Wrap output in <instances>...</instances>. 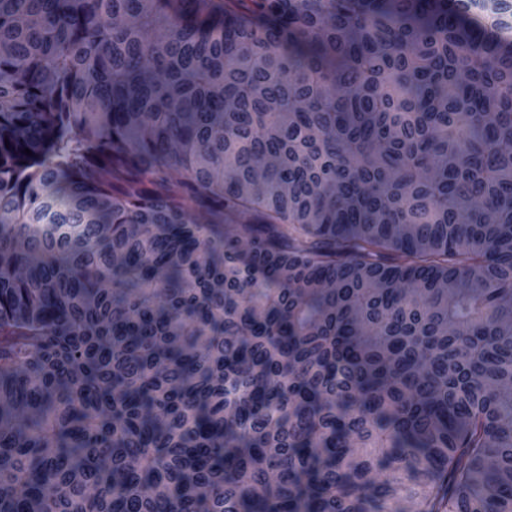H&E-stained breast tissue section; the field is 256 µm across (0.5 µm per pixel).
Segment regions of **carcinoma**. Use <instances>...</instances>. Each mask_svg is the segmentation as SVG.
<instances>
[{"instance_id": "carcinoma-1", "label": "carcinoma", "mask_w": 512, "mask_h": 512, "mask_svg": "<svg viewBox=\"0 0 512 512\" xmlns=\"http://www.w3.org/2000/svg\"><path fill=\"white\" fill-rule=\"evenodd\" d=\"M0 512H512V0H0Z\"/></svg>"}]
</instances>
